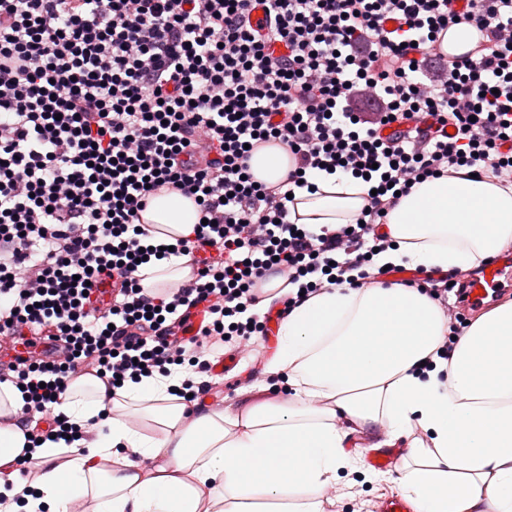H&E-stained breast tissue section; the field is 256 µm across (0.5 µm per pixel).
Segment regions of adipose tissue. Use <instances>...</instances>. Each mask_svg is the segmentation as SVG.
<instances>
[{
    "label": "adipose tissue",
    "mask_w": 512,
    "mask_h": 512,
    "mask_svg": "<svg viewBox=\"0 0 512 512\" xmlns=\"http://www.w3.org/2000/svg\"><path fill=\"white\" fill-rule=\"evenodd\" d=\"M250 171L275 184L291 170L276 146L255 151ZM294 190L289 219L314 229L353 224L369 183L316 172ZM152 244L192 234L193 200L155 196L143 214ZM360 287L329 285L282 319L272 372L291 394L237 408L172 395L183 374L143 376L112 389L93 375L72 382L54 414L88 425L78 442L42 439L15 420L20 392L0 384V512H323L342 469L354 468V434L379 448L410 437L397 487L415 512H512V301L477 316L444 345L448 327L431 295L381 278L409 263L444 273L478 267L512 242V186L464 167L422 180L393 204ZM116 418L97 423L104 407ZM421 437H413V429ZM29 454L33 492L18 480Z\"/></svg>",
    "instance_id": "ef3b65f1"
}]
</instances>
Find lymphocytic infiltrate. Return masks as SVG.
I'll return each mask as SVG.
<instances>
[{
    "mask_svg": "<svg viewBox=\"0 0 512 512\" xmlns=\"http://www.w3.org/2000/svg\"><path fill=\"white\" fill-rule=\"evenodd\" d=\"M458 20L484 30L478 58L430 70ZM268 145L295 166L275 185L249 177ZM479 163L512 183V0H0V384L30 417L86 374L186 364L210 392L224 344L261 334L269 274L342 284L389 247L398 194ZM316 169L376 181L356 224L288 222ZM168 191L201 218L170 251L139 232ZM143 255L188 258V282L146 295Z\"/></svg>",
    "mask_w": 512,
    "mask_h": 512,
    "instance_id": "f902f5d3",
    "label": "lymphocytic infiltrate"
}]
</instances>
